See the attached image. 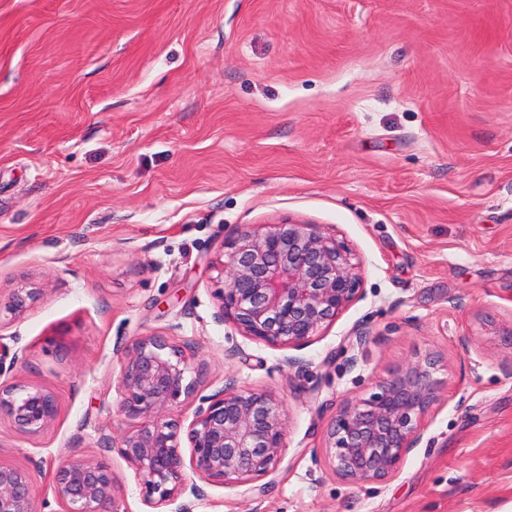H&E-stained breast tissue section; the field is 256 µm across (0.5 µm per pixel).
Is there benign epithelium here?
Returning <instances> with one entry per match:
<instances>
[{"instance_id":"benign-epithelium-1","label":"benign epithelium","mask_w":512,"mask_h":512,"mask_svg":"<svg viewBox=\"0 0 512 512\" xmlns=\"http://www.w3.org/2000/svg\"><path fill=\"white\" fill-rule=\"evenodd\" d=\"M214 268L215 319L240 336L276 349L302 350L359 297V262L345 243L317 224H259L238 230ZM37 298L19 289L4 303L21 315ZM118 410L131 427L103 438L140 481L151 512H194L206 494L197 481L250 486L273 474L286 448L282 401L269 389L231 385L201 399L189 423L173 418L181 398L195 396L200 377L187 379L195 351L151 333L120 347ZM443 358L428 352L377 380L365 398L348 401L324 429L333 473L352 485L395 476L424 437L422 421L439 404ZM0 413L27 435L47 430L57 416L53 392L0 383ZM186 439L189 455L181 449ZM37 467L0 461V512H36ZM59 512H126L123 478L108 464L63 460L53 477Z\"/></svg>"}]
</instances>
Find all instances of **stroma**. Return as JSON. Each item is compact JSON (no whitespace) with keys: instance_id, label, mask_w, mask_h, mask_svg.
Returning <instances> with one entry per match:
<instances>
[{"instance_id":"1","label":"stroma","mask_w":512,"mask_h":512,"mask_svg":"<svg viewBox=\"0 0 512 512\" xmlns=\"http://www.w3.org/2000/svg\"><path fill=\"white\" fill-rule=\"evenodd\" d=\"M320 225L361 291L288 370L214 318L216 259L239 227ZM0 314L5 384L58 413L0 460L37 462L58 512L69 457L106 462L118 343L194 347L200 395L276 391L286 450L263 494L206 485L199 512H512V0H0ZM365 344H357L358 333ZM441 403L400 472L336 478L324 428L426 352Z\"/></svg>"}]
</instances>
